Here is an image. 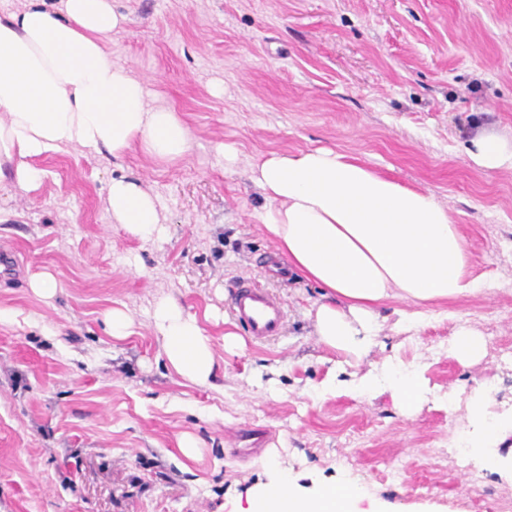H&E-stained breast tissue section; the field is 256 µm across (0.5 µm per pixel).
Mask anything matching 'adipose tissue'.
Segmentation results:
<instances>
[{"label": "adipose tissue", "mask_w": 512, "mask_h": 512, "mask_svg": "<svg viewBox=\"0 0 512 512\" xmlns=\"http://www.w3.org/2000/svg\"><path fill=\"white\" fill-rule=\"evenodd\" d=\"M124 21L112 0H30L19 11L0 12V166L12 165L19 189L44 178L38 158L64 149L123 157L132 148L161 162H175L192 138L178 112L149 102L143 81L112 62L106 43ZM479 168L512 169V137L480 128L470 140ZM253 180L267 201L262 228L291 271L317 284L313 305L318 342L362 358L379 343L381 306L403 302L396 327L418 326L424 304L449 302L479 292L468 277L469 250L458 224L426 190L410 189L375 173L345 153L311 148L272 153L255 165ZM112 221L142 240L164 228L155 197L138 182L113 180ZM163 355L182 379L208 384L217 362L198 317L171 298L152 312ZM386 377H367L360 395L391 392L414 415L427 386L418 371L386 361ZM491 388L469 397L467 448L480 453L512 437V415L493 416ZM362 493L350 483L326 485L301 495L288 477L255 496L247 512H378L361 508Z\"/></svg>", "instance_id": "1"}]
</instances>
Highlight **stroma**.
<instances>
[{
    "label": "stroma",
    "mask_w": 512,
    "mask_h": 512,
    "mask_svg": "<svg viewBox=\"0 0 512 512\" xmlns=\"http://www.w3.org/2000/svg\"><path fill=\"white\" fill-rule=\"evenodd\" d=\"M125 15L107 51L190 129L188 153L161 163L69 149L40 159L39 189L0 178V512H243L288 472L295 489L351 480L383 512H512V446L456 463L473 388L489 412L512 408V171L466 156L475 127L512 135V0H112ZM221 83L224 93L212 95ZM231 146L226 165L218 145ZM325 147L402 185L431 191L461 224L483 289L409 332L383 330L355 360L318 343L320 289L266 272V200L251 178L272 153ZM157 197L164 235L142 241L112 222V180ZM50 272L51 300L29 277ZM248 273L282 301L279 337L244 338L228 288ZM170 297L202 318L219 368L209 384L168 367L151 319ZM132 318L114 338L106 315ZM487 354L462 364L460 321ZM396 357L430 387L414 418L390 392L354 380ZM459 408L449 411L447 399ZM276 445L241 454L237 434ZM199 443L187 458L184 436Z\"/></svg>",
    "instance_id": "1"
}]
</instances>
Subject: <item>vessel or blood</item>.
Listing matches in <instances>:
<instances>
[{
  "label": "vessel or blood",
  "instance_id": "vessel-or-blood-1",
  "mask_svg": "<svg viewBox=\"0 0 512 512\" xmlns=\"http://www.w3.org/2000/svg\"><path fill=\"white\" fill-rule=\"evenodd\" d=\"M230 310L233 319L257 342L279 336L284 326L285 310L281 301L250 276L234 283Z\"/></svg>",
  "mask_w": 512,
  "mask_h": 512
}]
</instances>
